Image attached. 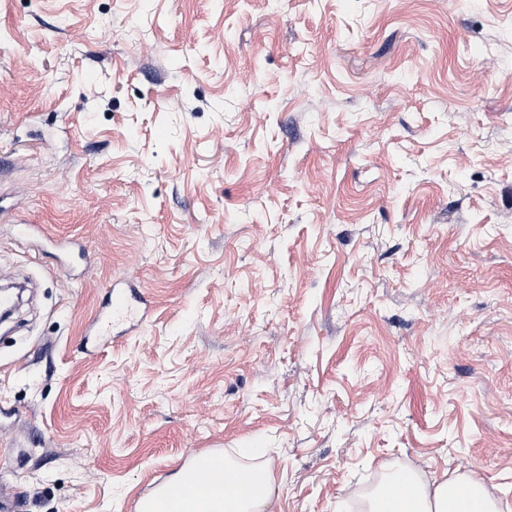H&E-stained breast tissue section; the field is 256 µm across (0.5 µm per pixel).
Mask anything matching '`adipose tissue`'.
Instances as JSON below:
<instances>
[{"mask_svg":"<svg viewBox=\"0 0 512 512\" xmlns=\"http://www.w3.org/2000/svg\"><path fill=\"white\" fill-rule=\"evenodd\" d=\"M204 488L182 491L188 474L179 471L169 482L172 494L158 512H266L273 478L266 467L236 465L227 457L202 451ZM364 512H500L481 480L469 471H454L442 480L428 481L414 469L389 471L367 495Z\"/></svg>","mask_w":512,"mask_h":512,"instance_id":"obj_1","label":"adipose tissue"}]
</instances>
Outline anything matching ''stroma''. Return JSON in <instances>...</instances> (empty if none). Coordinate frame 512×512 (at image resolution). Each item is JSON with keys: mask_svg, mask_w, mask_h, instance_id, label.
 I'll list each match as a JSON object with an SVG mask.
<instances>
[{"mask_svg": "<svg viewBox=\"0 0 512 512\" xmlns=\"http://www.w3.org/2000/svg\"><path fill=\"white\" fill-rule=\"evenodd\" d=\"M0 157L19 512L213 448L264 449L267 512L404 466L512 512V0H0ZM116 281L147 319L96 347Z\"/></svg>", "mask_w": 512, "mask_h": 512, "instance_id": "stroma-1", "label": "stroma"}]
</instances>
